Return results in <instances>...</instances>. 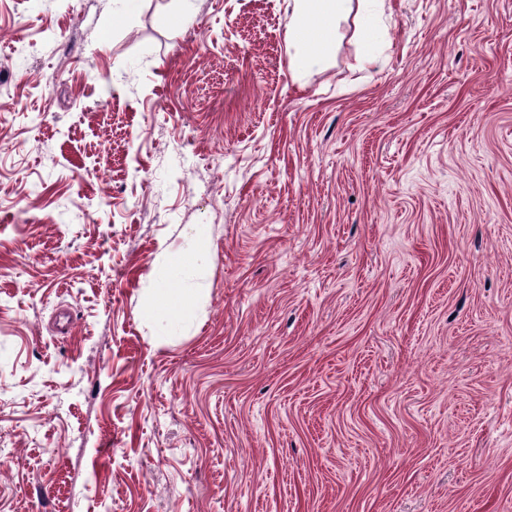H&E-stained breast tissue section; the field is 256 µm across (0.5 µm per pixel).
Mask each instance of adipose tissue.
<instances>
[{
	"label": "adipose tissue",
	"mask_w": 512,
	"mask_h": 512,
	"mask_svg": "<svg viewBox=\"0 0 512 512\" xmlns=\"http://www.w3.org/2000/svg\"><path fill=\"white\" fill-rule=\"evenodd\" d=\"M383 5L384 0H292L288 53L295 67L304 69L322 61L336 42L338 21L352 13L361 22L366 46L364 60L375 63L373 46ZM208 233L207 225H187L183 230L186 249L176 255L163 254L162 278L149 291L142 311L145 320L161 318L180 326L194 318L206 292Z\"/></svg>",
	"instance_id": "1"
}]
</instances>
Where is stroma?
<instances>
[{"instance_id": "stroma-1", "label": "stroma", "mask_w": 512, "mask_h": 512, "mask_svg": "<svg viewBox=\"0 0 512 512\" xmlns=\"http://www.w3.org/2000/svg\"><path fill=\"white\" fill-rule=\"evenodd\" d=\"M291 9L0 0V512H512V0ZM355 0H292L288 53L297 69L318 64L336 42L337 22L354 11ZM385 0H357L356 14L363 30V42L366 46L364 60L367 64L376 62L377 57L373 45L377 39L378 17ZM205 224H190L183 230L187 248L181 253L162 256V278L149 288L142 316L145 320L165 319L173 325H183L195 317L199 301L206 288L209 252L206 248L210 230ZM169 283L177 288H169Z\"/></svg>"}]
</instances>
